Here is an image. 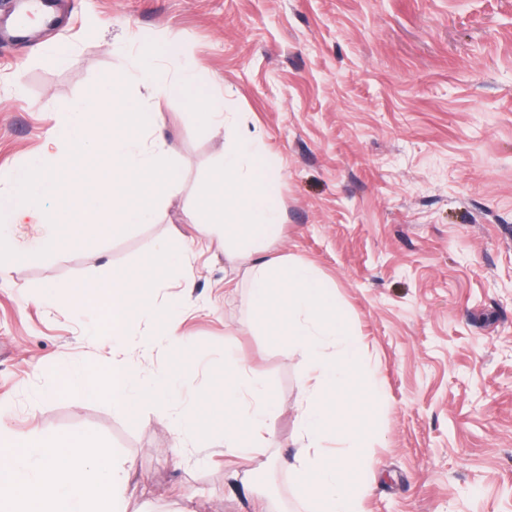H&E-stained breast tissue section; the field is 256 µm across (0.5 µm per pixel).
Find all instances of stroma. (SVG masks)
<instances>
[{
    "instance_id": "1",
    "label": "stroma",
    "mask_w": 512,
    "mask_h": 512,
    "mask_svg": "<svg viewBox=\"0 0 512 512\" xmlns=\"http://www.w3.org/2000/svg\"><path fill=\"white\" fill-rule=\"evenodd\" d=\"M13 11L0 0V169L45 151L67 104L131 69L149 41L181 43L227 124L198 132L182 99L131 86L133 102L162 113L183 182L154 223L0 276L9 430L98 436L133 462L130 512H305L282 464L296 448L303 356L254 324L239 260L196 245L202 184L246 127L279 171L283 223L266 257L332 282L378 368L365 512H512V0H60L57 26L17 40L4 30ZM162 240L192 248V280L154 292L182 299L187 343L171 346L150 320L128 343L147 375L180 354L190 394L210 385L228 343L262 371L282 411L271 447L246 464L225 463L218 434L177 448L168 405L131 417L53 386L61 367L97 365L112 348L85 336L92 316L64 296L43 301L42 288L140 267Z\"/></svg>"
}]
</instances>
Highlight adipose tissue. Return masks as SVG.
Listing matches in <instances>:
<instances>
[{
	"label": "adipose tissue",
	"mask_w": 512,
	"mask_h": 512,
	"mask_svg": "<svg viewBox=\"0 0 512 512\" xmlns=\"http://www.w3.org/2000/svg\"><path fill=\"white\" fill-rule=\"evenodd\" d=\"M0 405V512H126L130 460L91 435L19 439Z\"/></svg>",
	"instance_id": "1"
}]
</instances>
